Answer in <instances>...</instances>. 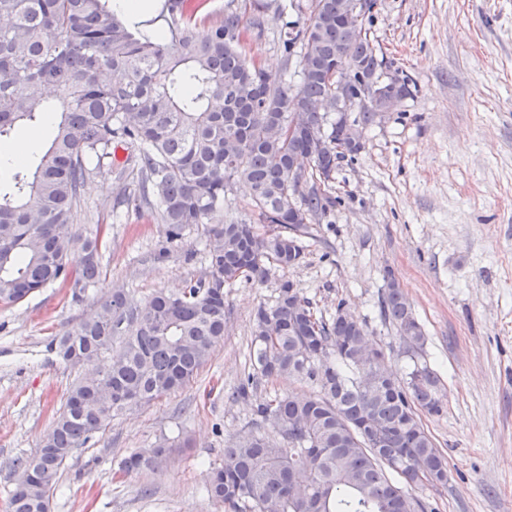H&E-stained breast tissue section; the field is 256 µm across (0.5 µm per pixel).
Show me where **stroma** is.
I'll use <instances>...</instances> for the list:
<instances>
[{
  "label": "stroma",
  "mask_w": 512,
  "mask_h": 512,
  "mask_svg": "<svg viewBox=\"0 0 512 512\" xmlns=\"http://www.w3.org/2000/svg\"><path fill=\"white\" fill-rule=\"evenodd\" d=\"M383 78L410 93L364 131V148L325 184L338 205L308 226L300 263L224 291V340L182 389L117 416L66 461L50 512H225L205 492L224 446L257 433V401L315 394L297 379L259 380L252 399L231 393L251 370L253 317L292 281L317 313L338 303L363 321L389 368L410 364L378 301L395 277L422 325L420 354L439 373L443 411L422 414L448 462L447 487L414 494L435 512H512V0H378L367 23ZM249 55L290 78L279 23L252 36ZM125 162L94 175L80 223L110 227L105 273L84 302L54 283L0 305V512H9L15 458L40 447L74 377L46 343L120 286L144 298L179 291L206 269L197 232L166 244L150 208L113 214ZM192 448L152 471L117 480L124 457L161 438Z\"/></svg>",
  "instance_id": "stroma-1"
}]
</instances>
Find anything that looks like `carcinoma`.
Segmentation results:
<instances>
[{"instance_id":"obj_1","label":"carcinoma","mask_w":512,"mask_h":512,"mask_svg":"<svg viewBox=\"0 0 512 512\" xmlns=\"http://www.w3.org/2000/svg\"><path fill=\"white\" fill-rule=\"evenodd\" d=\"M350 0H298V26L281 25L285 64L299 57V80L277 78L248 58V38L277 0H228L202 23L205 0H163L167 32L151 35L106 0H0V144L49 110L58 121L49 146L30 167L13 168L0 186V303H19L56 282L76 296L103 276L107 227L78 223L88 180L112 168V144L127 143L137 170L134 191L119 188L114 207H150L166 242L196 229L208 267L176 294L138 300L113 288L78 323L48 343L75 375L40 448L14 460L10 512H50L60 471L74 449L125 410L183 388L224 338V288L263 282L268 265L288 269L303 254L309 220L336 200L321 189L339 161L363 144L345 143V115L317 110L348 59L365 79L404 98L408 80L379 82L383 66L368 30L348 18ZM300 98L303 111H288ZM246 183L257 220H224L226 194ZM381 313L413 359L424 332L399 284L390 280ZM254 373L236 388L249 397L256 379H304L308 398L276 394L255 406L273 433L228 443L209 470L208 497L229 512H427L411 490L418 473L447 487L445 457L420 414L442 410L437 373L413 363L399 375L360 363L348 345L373 350L366 325L343 311L314 314L284 280L260 305L252 330ZM93 367L95 377L76 370ZM169 440L134 452L120 472L153 469Z\"/></svg>"}]
</instances>
